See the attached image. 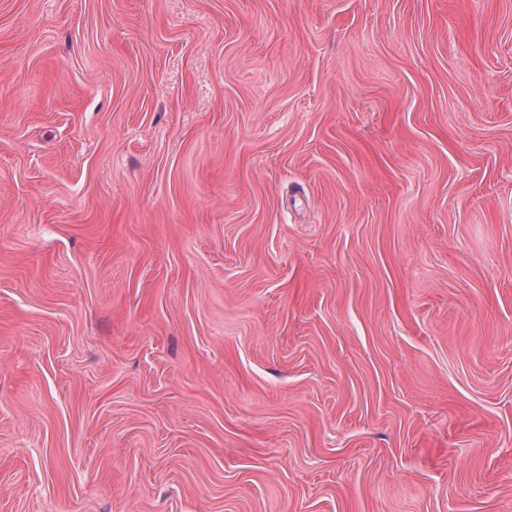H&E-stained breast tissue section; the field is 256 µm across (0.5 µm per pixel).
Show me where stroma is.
Masks as SVG:
<instances>
[{
	"label": "stroma",
	"mask_w": 512,
	"mask_h": 512,
	"mask_svg": "<svg viewBox=\"0 0 512 512\" xmlns=\"http://www.w3.org/2000/svg\"><path fill=\"white\" fill-rule=\"evenodd\" d=\"M0 512H512V0H0Z\"/></svg>",
	"instance_id": "obj_1"
}]
</instances>
